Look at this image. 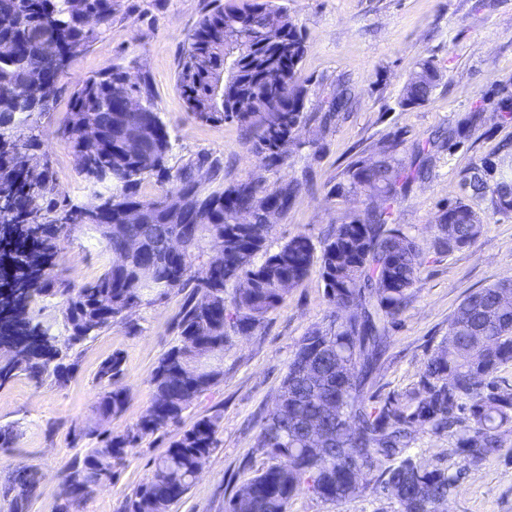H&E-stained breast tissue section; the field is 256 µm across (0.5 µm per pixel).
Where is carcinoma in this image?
<instances>
[{
    "instance_id": "cac0c4a2",
    "label": "carcinoma",
    "mask_w": 512,
    "mask_h": 512,
    "mask_svg": "<svg viewBox=\"0 0 512 512\" xmlns=\"http://www.w3.org/2000/svg\"><path fill=\"white\" fill-rule=\"evenodd\" d=\"M85 11L99 15L106 27L112 0H0V240L22 236L38 243L34 251L11 255L13 276L0 292V386L19 375L38 383L69 375L60 336L31 315L40 303L60 308L71 346L144 301L188 286L192 291L176 316L179 343L154 370L151 407L122 435L84 433L92 446L67 464L61 512L87 500L80 487L115 477L125 449L177 424L192 401L224 377L229 332L257 329L316 263L334 310L327 323L302 337L288 362L283 404L261 417L257 436L268 464L229 497L225 512H288L300 493L334 506L371 493L395 500L397 512H438L459 476L416 464L409 455L416 432L455 438L472 467L512 453L504 441L512 433V388L495 380L498 369L512 363L511 278L463 299L414 387L376 404L366 398L389 327L409 303L423 265L418 238L389 227L388 202L408 180L427 173L423 164L406 171L395 137L376 157L355 162L339 185L353 195L374 192L387 206L336 225L318 256L302 234L269 253L271 211L284 214L299 184L290 180L269 189L244 180L209 190L205 184L217 180L220 162L207 158L171 172L170 136L159 113L150 103L138 111L118 108L140 88L114 67L73 91L61 126L79 174L104 187L98 199L110 209L112 232L102 236L112 262L83 284L53 273L59 234L85 222L82 208L57 205L59 190L47 162L36 154L38 120L53 110V102L24 106L19 99L37 86V61L47 49L78 45L84 51L94 40L97 29L81 24ZM185 42L178 83L187 111L205 122H237L262 161L284 162L294 133L306 121L309 93L299 75L304 38L288 8L271 0L222 5L205 14ZM226 52L235 55L237 65L217 92L212 76L224 68ZM440 80L433 63L423 61L405 84L401 104H424ZM86 120L99 131L93 142L81 136ZM148 175L170 184L153 200L138 194ZM461 186L463 197L448 205L449 219L438 225L439 250H459L478 238L483 219L471 202L488 197L494 210L512 212V197L498 194L512 189V179L497 176L495 163L482 160ZM238 213L249 215L251 223H235ZM171 237L184 239L187 251H168ZM131 238L140 248L128 255L124 244ZM206 243L220 254L208 259L209 277L201 282L191 271L203 259ZM260 253L264 258L258 263ZM146 265L155 268L151 282L140 278ZM121 364L114 355L98 373L107 387L99 413L109 418L122 415L129 397L114 386ZM220 423L218 414L205 416L172 440L123 512H159L179 501L194 481L197 461L218 448ZM36 487L33 469L15 470L0 493L7 512H27Z\"/></svg>"
}]
</instances>
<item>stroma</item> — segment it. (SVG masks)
<instances>
[{"instance_id": "1", "label": "stroma", "mask_w": 512, "mask_h": 512, "mask_svg": "<svg viewBox=\"0 0 512 512\" xmlns=\"http://www.w3.org/2000/svg\"><path fill=\"white\" fill-rule=\"evenodd\" d=\"M227 0H112V21L60 75L54 110L39 122V152L48 159L61 195L69 203H94V188L78 174L61 136L70 97L87 77L121 66L131 81L147 85L172 144L170 168L201 157L219 159L220 181H263L268 187L297 179L301 184L266 241L277 251L303 234L321 247L334 226L366 208L376 197L339 192L347 168L373 157L380 142L395 135L399 156L410 162L416 144L447 132L469 113L475 127L431 152L429 174L411 182L391 205L393 223L416 235L425 250L421 279L411 301L390 330L382 365L366 389L379 401L413 387L427 350L436 348L448 319L469 293L512 276V214L495 213L489 201L478 208L485 229L469 247L437 252L433 241L442 209L462 195L461 180L481 159L495 162L512 178V120L500 117L499 103L512 96V0H280L301 27L305 54L300 71L309 81L306 123L286 162L263 163L250 149L236 122L205 123L187 112L178 84L184 40L199 20ZM433 61L441 81L429 100L406 107L400 100L411 73ZM353 99L348 111L333 112L330 100L343 87ZM109 256L99 236L76 228L60 237L54 270L82 284L99 277ZM184 290L130 310L90 341L69 351V379L35 382L21 375L0 386V425L16 424L14 448H0V489L21 466L37 473L38 488L29 512H58L64 470L84 452L83 430L123 433L145 414L153 400L152 373L178 342L175 316ZM319 272L289 290L284 302L252 333L233 336L224 351V378L196 398L179 424L146 437L126 451L112 483L99 487L79 512H122L131 491L151 474L176 434L197 420L220 414V446L206 459L200 476L170 512H224L227 498L267 460L256 443L253 416L274 409L289 359L308 328L326 323L333 311ZM121 354L117 386L130 397L121 416L98 415L102 388L98 372L112 354ZM418 462L447 468L459 480L447 512H512V458L477 469L464 466L455 439L417 432L409 450ZM394 500L365 494L340 506L307 494L295 496L289 512H396Z\"/></svg>"}]
</instances>
